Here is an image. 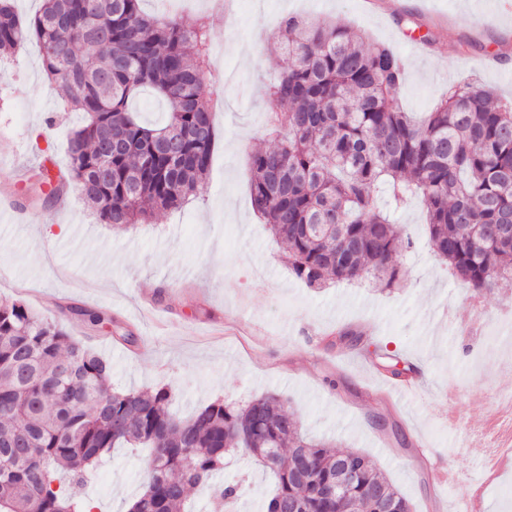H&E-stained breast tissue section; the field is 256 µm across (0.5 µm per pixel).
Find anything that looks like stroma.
I'll use <instances>...</instances> for the list:
<instances>
[{
    "label": "stroma",
    "mask_w": 512,
    "mask_h": 512,
    "mask_svg": "<svg viewBox=\"0 0 512 512\" xmlns=\"http://www.w3.org/2000/svg\"><path fill=\"white\" fill-rule=\"evenodd\" d=\"M368 2L235 0L230 13L215 16L211 70L222 76L225 97L209 174L183 209L128 231L98 223L77 187L66 192L68 207L47 203L37 163L66 166L79 118L50 87L36 44L1 60L0 142L13 150L0 153V299L20 296L60 318L111 361L114 389L168 387L182 415L217 398L243 405L277 392L310 437L369 455L411 512H464L466 483L479 475L469 445L489 438L492 393L512 391V288L478 295L454 278L430 250L418 202L395 217L413 242L397 256L399 287H307L250 200L248 155L273 144L263 82L288 64L265 36L286 15L343 20L365 43L403 54L407 111H431L450 86L468 81L512 103V64L482 66L512 49L508 0H403L394 16L372 13ZM46 224L68 231L46 237ZM86 310L111 316L131 341L88 324ZM343 326L417 366L419 389L395 392L373 355L337 344ZM474 388L489 400L470 399ZM140 468L127 449L105 457L88 482L94 512H128ZM448 471L456 484L439 480ZM221 476L242 479L240 512H259L272 486L261 466L229 453Z\"/></svg>",
    "instance_id": "stroma-1"
}]
</instances>
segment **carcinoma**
I'll list each match as a JSON object with an SVG mask.
<instances>
[{"label":"carcinoma","mask_w":512,"mask_h":512,"mask_svg":"<svg viewBox=\"0 0 512 512\" xmlns=\"http://www.w3.org/2000/svg\"><path fill=\"white\" fill-rule=\"evenodd\" d=\"M142 2L44 0L23 16L0 0V53L35 41L50 85L83 117L53 192L72 180L100 222L118 229L189 202L216 138L206 19L150 17ZM270 41L288 67L267 85L276 147L250 155V198L286 244L295 277L310 288L369 277L400 284V231L374 196L383 186L397 208L421 198L429 243L454 277L478 293L511 288L512 104L465 82L420 124L402 107L404 64L390 47L365 44L341 22L294 15ZM145 89L164 102L160 124L132 107ZM336 340L366 348L352 329ZM376 357L394 378L415 372ZM111 378V362L54 318L21 298L0 301V512H87L91 470L117 447L148 450L130 512H183L194 487L235 503L240 485L215 481L229 451L271 474L264 512H284L292 499L301 512H376L381 500L410 512L369 456L309 438L275 394L244 408L216 400L180 418L169 389L117 392ZM346 461L349 495L321 498L318 485Z\"/></svg>","instance_id":"cac0c4a2"}]
</instances>
